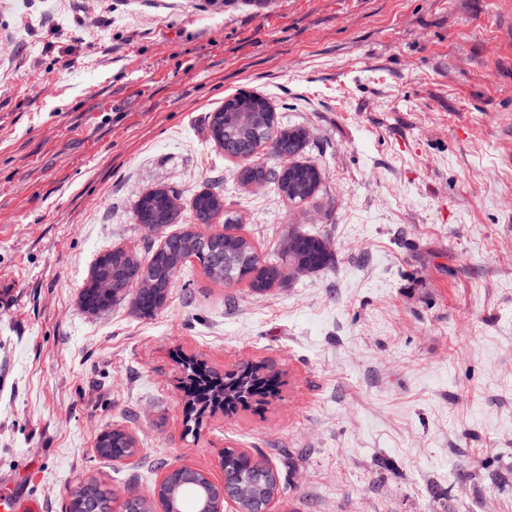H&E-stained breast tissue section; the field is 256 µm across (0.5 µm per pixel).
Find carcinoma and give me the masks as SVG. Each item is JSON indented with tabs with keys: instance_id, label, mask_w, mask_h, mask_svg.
Returning a JSON list of instances; mask_svg holds the SVG:
<instances>
[{
	"instance_id": "obj_1",
	"label": "carcinoma",
	"mask_w": 512,
	"mask_h": 512,
	"mask_svg": "<svg viewBox=\"0 0 512 512\" xmlns=\"http://www.w3.org/2000/svg\"><path fill=\"white\" fill-rule=\"evenodd\" d=\"M208 134L211 141L224 149V154L246 164L245 182L264 183L291 203L307 200L321 185V179L316 177L318 168L296 160L306 147L307 132L282 127L270 103L258 94L239 93L225 98L224 106L208 116ZM259 150L285 159L289 165H250ZM168 197L165 190L142 196L135 206L137 223L156 224L160 230L177 223L178 209L168 203ZM191 212L194 223L165 236L161 246L145 255L118 247L99 256L81 289L83 306L97 312L103 305L112 307L129 299L137 316L152 317L166 304L174 277L192 257L209 279L226 288L247 279L259 294L283 285L291 269L303 266L318 273L336 261L335 255L324 247L325 238L297 227L289 228L275 259L260 256L248 238L236 233V211L219 193L198 194L192 201ZM219 214L224 216V232L205 235L196 230V225L208 224ZM136 275L149 280L152 286L131 295L127 288ZM181 364L189 434L217 409L224 410L226 415L234 414L275 396L276 378L261 365L246 364L220 374L199 358H184ZM96 448L103 458L121 459L136 454L137 443L126 430L113 428L100 434ZM224 485L230 498L244 509L253 499L287 492L279 475L236 448L224 449ZM181 489L177 476H171L164 488L169 512H185L186 498ZM111 503L108 490L89 483L72 495L65 512H111Z\"/></svg>"
}]
</instances>
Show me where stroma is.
Returning a JSON list of instances; mask_svg holds the SVG:
<instances>
[{"instance_id":"stroma-1","label":"stroma","mask_w":512,"mask_h":512,"mask_svg":"<svg viewBox=\"0 0 512 512\" xmlns=\"http://www.w3.org/2000/svg\"><path fill=\"white\" fill-rule=\"evenodd\" d=\"M306 129L316 198L238 182L206 136L237 90ZM225 192L260 256L333 268L258 294L197 262L150 319L91 313L98 256L159 233L138 199ZM0 490L63 512L96 481L269 463L275 512H512V0H0ZM278 376L184 433L178 355ZM138 440L100 457L104 430Z\"/></svg>"}]
</instances>
